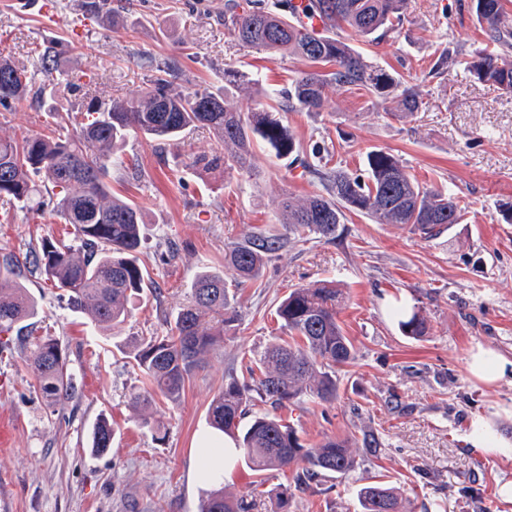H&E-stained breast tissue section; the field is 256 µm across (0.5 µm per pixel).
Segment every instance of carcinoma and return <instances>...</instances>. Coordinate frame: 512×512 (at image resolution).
I'll list each match as a JSON object with an SVG mask.
<instances>
[{"mask_svg":"<svg viewBox=\"0 0 512 512\" xmlns=\"http://www.w3.org/2000/svg\"><path fill=\"white\" fill-rule=\"evenodd\" d=\"M483 29L484 46L462 60L441 52L428 75L463 65L478 81L512 92V10L508 0H471ZM409 0H305L303 11L318 16L323 29L313 30L296 16L292 0H225L224 28L239 45L270 55L287 53L308 64L284 90H268L260 76L224 71V91L181 88L175 81L183 73L179 60L156 65L154 74L133 96L98 97L70 103L75 132L69 135L27 134L17 139L0 137V199L23 207L52 212L74 228L79 245L46 241L24 261L0 268V333L9 332L37 315V302L21 281V269L40 272L50 285L67 297L70 309L89 317L99 329L119 332L129 315L130 297L147 287L137 254L143 242V215L129 199L112 196V166L124 165L121 147L142 134L156 142L160 153L187 133L208 129L218 142L213 154L195 158L191 166L208 173L248 174L254 166L258 140L268 143L275 157H290L303 174L318 181L327 195L298 198L283 195L279 223L288 234L314 233L336 238L345 211L365 214L377 224L407 228L432 239L452 224L463 221V208L450 190L419 182L393 153L369 152L365 172L347 173L330 165L332 156L301 143L277 118L279 112H320L328 89L359 87L374 97L396 98L399 109L412 114L422 108L416 85L375 66L354 51L336 31L348 28L360 37H385L406 19ZM84 13L107 29L112 24V0H83ZM57 43L45 45L38 72L15 63L0 52V109L9 112L26 101L42 112L45 99L64 85L80 89L62 66ZM262 89L278 100L279 110L255 108L243 112L228 100V93ZM282 234L260 232L248 244L224 245V269L203 268L194 278L191 304L179 309L174 328L137 345L134 360L152 390L136 392L132 403L152 408L153 393L176 401L186 383L204 368L205 358L224 343V331L237 320L230 289L257 281L267 254L280 248ZM343 293L332 282L291 290L278 304L276 316L288 339L268 344L254 360L258 375L252 383L233 379L224 383L208 408L214 429L238 442L244 462L258 472L282 470L303 464L293 486L271 491L277 512H288L294 491L309 487L321 476L346 475L354 467L351 443L329 437L306 445L297 429L277 410L303 397L321 402L337 399L336 369L356 358L352 341L339 322ZM406 336L420 337L428 330L420 312L396 311ZM26 364L48 403L62 406L72 396L66 350L51 337H29ZM271 410L250 412L253 395ZM248 422H243L244 418ZM112 426L99 420L91 431V448L104 452L112 444ZM361 512H402L395 489L373 481L357 491ZM257 499L228 498L221 489L203 493L197 512H255Z\"/></svg>","mask_w":512,"mask_h":512,"instance_id":"obj_1","label":"carcinoma"}]
</instances>
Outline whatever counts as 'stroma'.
<instances>
[{
    "instance_id": "35a3bbf8",
    "label": "stroma",
    "mask_w": 512,
    "mask_h": 512,
    "mask_svg": "<svg viewBox=\"0 0 512 512\" xmlns=\"http://www.w3.org/2000/svg\"><path fill=\"white\" fill-rule=\"evenodd\" d=\"M82 0H0V51L35 68L43 40L65 49L74 76L91 75L99 96L126 98L141 88L151 61L181 58L182 86L218 87L225 70L261 72L270 88L288 86L303 61L244 48L224 27V0H112L111 29L87 18ZM368 61L416 79L418 112L396 116L397 104L361 89L330 88L320 112H287L282 122L304 147L327 148L348 171L368 151L398 155L419 181L448 187L465 209L462 223L433 239L359 212L346 213L337 238L312 233L284 240L262 277L235 290L238 320L177 402L158 398L153 431L131 405L146 380L133 343L166 335L188 304L204 267L224 265V246L245 243L275 224L284 193H322L290 159L256 150L251 173L221 179L193 168L211 153L212 135L190 132L166 157L142 135L125 157L136 167L112 170V191L142 208L139 263L148 286L132 298L119 335L103 336L70 310L57 289L29 272L38 304L33 335L56 337L69 351L73 396L52 407L37 391L16 333L0 350V419L15 443L0 448V512H196L206 489L198 455L208 433L211 399L279 336L275 310L291 289L333 280L345 289L339 321L357 351L338 369L335 401L305 398L282 409L309 444L351 439L354 471L295 494L288 512H360L358 487L381 480L399 488L407 512H512L500 488L512 482V458L473 446L476 421L512 443V382L489 386L473 377L476 346L512 360V93L456 69L428 78L436 51L481 47L484 36L459 0H411L400 35L374 45L343 31ZM189 58H182V51ZM67 102L50 113L21 104L0 112V137L46 130L49 114L65 118ZM74 242L72 229L50 211L0 200V267L23 260L44 239ZM420 310L430 330L403 336L391 308ZM114 429L109 452L89 450L99 418ZM374 432L378 455L357 440ZM296 468L258 473L236 462L226 488L258 495L260 512H276L269 491L292 484Z\"/></svg>"
}]
</instances>
